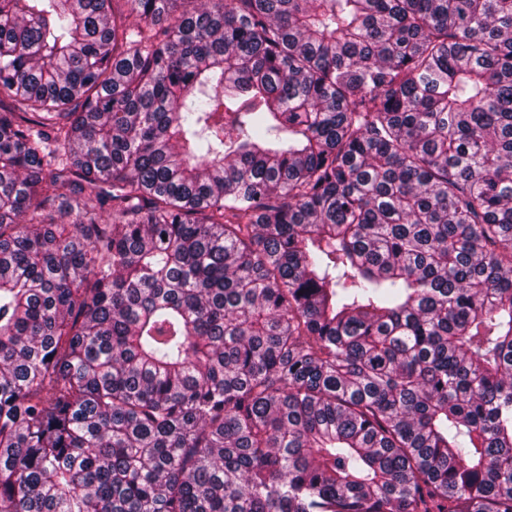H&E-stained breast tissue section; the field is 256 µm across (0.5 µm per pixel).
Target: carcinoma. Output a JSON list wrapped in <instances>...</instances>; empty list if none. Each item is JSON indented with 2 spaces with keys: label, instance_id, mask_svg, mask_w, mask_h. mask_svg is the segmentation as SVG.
I'll return each instance as SVG.
<instances>
[{
  "label": "carcinoma",
  "instance_id": "carcinoma-1",
  "mask_svg": "<svg viewBox=\"0 0 512 512\" xmlns=\"http://www.w3.org/2000/svg\"><path fill=\"white\" fill-rule=\"evenodd\" d=\"M0 512H512V0H0Z\"/></svg>",
  "mask_w": 512,
  "mask_h": 512
}]
</instances>
